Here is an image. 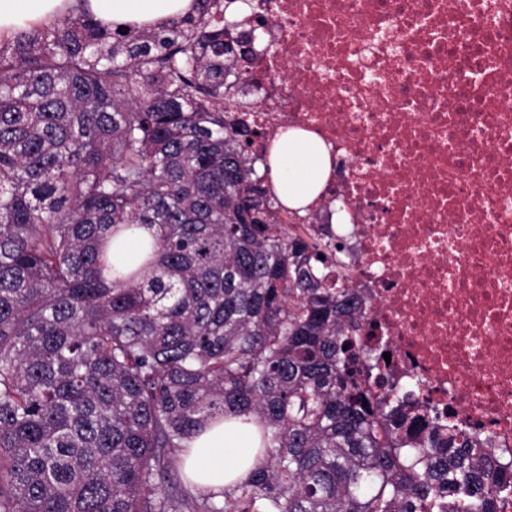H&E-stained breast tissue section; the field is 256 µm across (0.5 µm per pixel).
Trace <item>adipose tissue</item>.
I'll return each instance as SVG.
<instances>
[{
  "instance_id": "obj_1",
  "label": "adipose tissue",
  "mask_w": 512,
  "mask_h": 512,
  "mask_svg": "<svg viewBox=\"0 0 512 512\" xmlns=\"http://www.w3.org/2000/svg\"><path fill=\"white\" fill-rule=\"evenodd\" d=\"M76 0H0V37L16 36L32 26L49 23L75 5ZM194 0H87L85 7L108 25L158 28L191 12ZM269 166L275 192L288 208L309 206L331 174V155L313 133L289 129L274 140ZM154 233L140 228L112 241L114 274L141 261L145 243ZM254 439L249 426L237 420H216L193 437L184 454V471L198 488L221 493L225 486L244 479L253 466Z\"/></svg>"
}]
</instances>
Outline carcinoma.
<instances>
[{"instance_id": "carcinoma-1", "label": "carcinoma", "mask_w": 512, "mask_h": 512, "mask_svg": "<svg viewBox=\"0 0 512 512\" xmlns=\"http://www.w3.org/2000/svg\"><path fill=\"white\" fill-rule=\"evenodd\" d=\"M160 29L88 11L0 40V512H496L512 466L357 381L363 300L224 125V0ZM155 230L106 280L104 241ZM260 428L247 478L177 480L211 421Z\"/></svg>"}]
</instances>
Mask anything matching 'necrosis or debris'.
<instances>
[{"mask_svg": "<svg viewBox=\"0 0 512 512\" xmlns=\"http://www.w3.org/2000/svg\"><path fill=\"white\" fill-rule=\"evenodd\" d=\"M244 41L224 120L296 127L332 172L303 219L342 243L408 410L512 462V0H226ZM343 208L346 231L331 222Z\"/></svg>", "mask_w": 512, "mask_h": 512, "instance_id": "necrosis-or-debris-1", "label": "necrosis or debris"}]
</instances>
